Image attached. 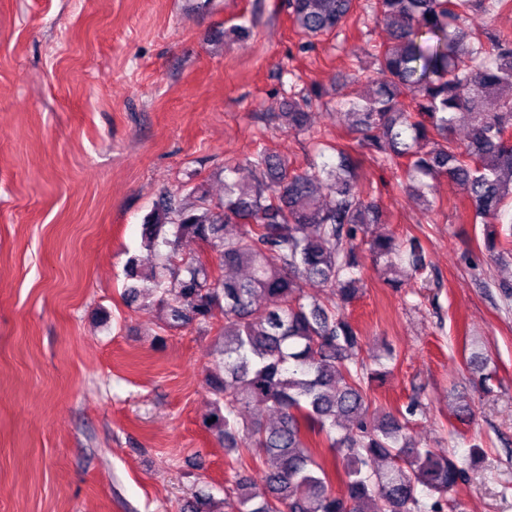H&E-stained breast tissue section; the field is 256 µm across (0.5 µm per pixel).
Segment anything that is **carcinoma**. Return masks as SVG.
Returning <instances> with one entry per match:
<instances>
[{"label":"carcinoma","mask_w":512,"mask_h":512,"mask_svg":"<svg viewBox=\"0 0 512 512\" xmlns=\"http://www.w3.org/2000/svg\"><path fill=\"white\" fill-rule=\"evenodd\" d=\"M307 37L329 35L346 20L354 0H288ZM512 0H374L376 18L392 41L368 67L354 73L358 90L344 103L354 119L357 147L401 168L405 190L426 201L427 178L446 177L468 187L476 224H507L509 234L488 232L484 247L498 261L512 260V36L473 32L463 18L473 9L495 11ZM498 97L491 111L485 103ZM288 126L307 130V112L291 102ZM468 130L464 147L450 134ZM338 164L312 163L304 171L260 149L246 159L248 183L224 178V201L214 204L199 188L198 203L174 194L157 202L143 223V248L154 262L128 258L132 284L126 298L155 297L169 330L209 328L224 315L223 344L207 382L215 396L207 428L224 439L230 476L222 507L228 512H448V493L468 474L470 461L414 443L405 410L370 412L367 391L383 380L367 368L362 336L345 313L360 282L357 251L368 246L374 263L397 273L408 265L426 271L420 241L368 237L377 223V201L358 188L357 159L340 145ZM210 247L217 268L193 257L176 262L182 239ZM332 290L320 301L305 287ZM264 407L262 422L252 408ZM256 451L261 479L248 472ZM343 470L345 491L332 489ZM427 490V497L418 488ZM213 498L197 492L184 512H216Z\"/></svg>","instance_id":"cac0c4a2"}]
</instances>
